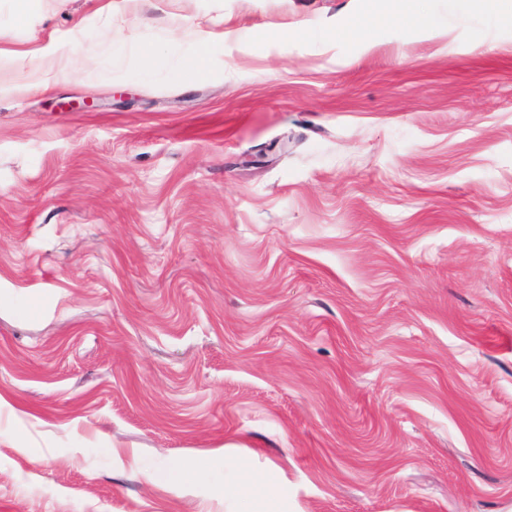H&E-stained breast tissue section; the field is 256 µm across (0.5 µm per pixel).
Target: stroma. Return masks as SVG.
<instances>
[{
    "instance_id": "35a3bbf8",
    "label": "stroma",
    "mask_w": 512,
    "mask_h": 512,
    "mask_svg": "<svg viewBox=\"0 0 512 512\" xmlns=\"http://www.w3.org/2000/svg\"><path fill=\"white\" fill-rule=\"evenodd\" d=\"M0 57V512H512V19L0 0Z\"/></svg>"
}]
</instances>
